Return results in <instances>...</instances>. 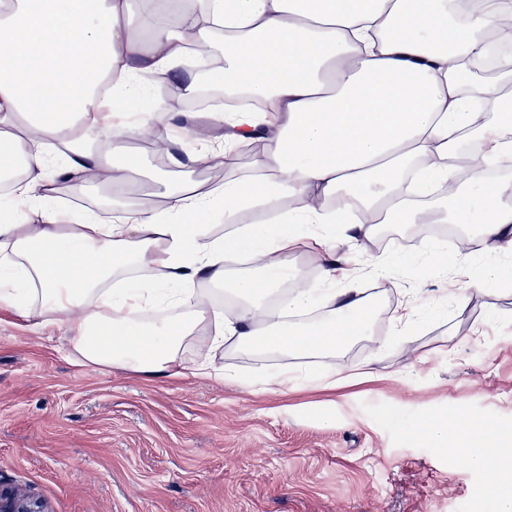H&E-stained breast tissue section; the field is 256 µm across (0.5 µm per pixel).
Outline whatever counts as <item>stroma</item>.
Returning a JSON list of instances; mask_svg holds the SVG:
<instances>
[{
	"label": "stroma",
	"instance_id": "1",
	"mask_svg": "<svg viewBox=\"0 0 512 512\" xmlns=\"http://www.w3.org/2000/svg\"><path fill=\"white\" fill-rule=\"evenodd\" d=\"M144 171L135 203L162 207L182 180H249L253 160L212 175L161 164L137 140ZM448 203L426 200V221L385 225L343 256L372 322L328 357L292 355L294 380L269 381L274 358L225 347L227 381H169L82 364L58 321L38 333L0 311V483L34 491L50 512H493L490 489L512 470V256L486 243L448 244L449 267L497 283L445 297L421 275L426 224ZM389 262L376 277V260ZM414 309L397 322L395 312ZM376 375L365 378V367ZM449 423L447 441L418 434ZM496 439L486 471L460 451Z\"/></svg>",
	"mask_w": 512,
	"mask_h": 512
}]
</instances>
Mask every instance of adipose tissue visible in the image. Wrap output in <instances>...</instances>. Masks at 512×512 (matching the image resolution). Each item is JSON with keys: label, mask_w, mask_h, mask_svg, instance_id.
<instances>
[{"label": "adipose tissue", "mask_w": 512, "mask_h": 512, "mask_svg": "<svg viewBox=\"0 0 512 512\" xmlns=\"http://www.w3.org/2000/svg\"><path fill=\"white\" fill-rule=\"evenodd\" d=\"M128 10V0H0V189L13 214L0 221V268L26 285L19 297L1 278L0 308L36 332L65 315L69 343L88 364L217 379L213 359L229 338L261 355L335 353L371 317L339 259L322 267L323 289L282 287L289 255L323 246L327 202L344 201L357 235L370 238L381 225L421 220L418 196L455 176L448 153L465 134L481 133L488 164L512 166V118L488 125L476 104L512 97V57L497 84L470 86L487 32L512 40L495 10L469 13L460 0H148L135 28ZM219 27L217 82L268 106L211 116L224 130L222 167L263 140L248 184L216 192L185 183L162 210L125 200L107 224L48 205L62 181L128 184L136 162L93 132L139 137L173 124L159 107L113 128L101 79L121 74L125 96L146 76L169 82L187 54L210 56ZM466 176L475 196H461L441 221L471 225L495 254L511 255L512 183L487 185L480 168ZM287 196L303 207L241 223L243 212L271 211ZM217 199L221 237L187 221ZM206 284L234 305L209 298ZM316 307L322 320L300 323Z\"/></svg>", "instance_id": "adipose-tissue-1"}]
</instances>
